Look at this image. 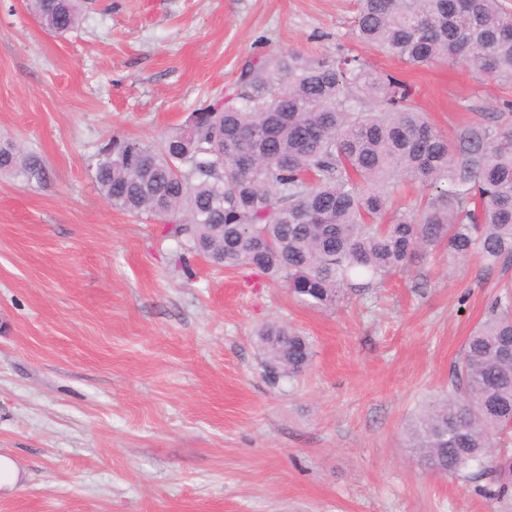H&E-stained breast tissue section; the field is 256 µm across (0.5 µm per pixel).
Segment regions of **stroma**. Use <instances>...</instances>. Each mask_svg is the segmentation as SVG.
Here are the masks:
<instances>
[{
  "label": "stroma",
  "mask_w": 512,
  "mask_h": 512,
  "mask_svg": "<svg viewBox=\"0 0 512 512\" xmlns=\"http://www.w3.org/2000/svg\"><path fill=\"white\" fill-rule=\"evenodd\" d=\"M81 3L57 37L27 0H0V135L44 171L0 177V455L22 475L0 512H512L489 469H425L407 434L512 266L430 257L304 307L258 270L182 253L93 179L110 138L156 142L260 55L359 56L448 133L504 112L512 82L362 45L356 0ZM270 322L312 341L276 383Z\"/></svg>",
  "instance_id": "obj_1"
}]
</instances>
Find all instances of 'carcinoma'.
<instances>
[{"instance_id":"obj_1","label":"carcinoma","mask_w":512,"mask_h":512,"mask_svg":"<svg viewBox=\"0 0 512 512\" xmlns=\"http://www.w3.org/2000/svg\"><path fill=\"white\" fill-rule=\"evenodd\" d=\"M80 0H29L63 36ZM355 35L409 66L457 65L512 81V13L500 0H359ZM409 87L364 67L290 51L251 60L236 92L201 104L151 146L104 144L94 170L112 205L171 225L180 247L223 269L253 267L302 305L331 308L442 253L512 263V124L491 117L440 131L405 106ZM0 175L41 180L40 160L0 141ZM430 191L404 210L399 184ZM276 382L311 361L309 337L286 324L260 332ZM448 395L425 407L409 447L427 468L463 478L491 460L512 487V455L490 458L512 427V288L467 337Z\"/></svg>"}]
</instances>
